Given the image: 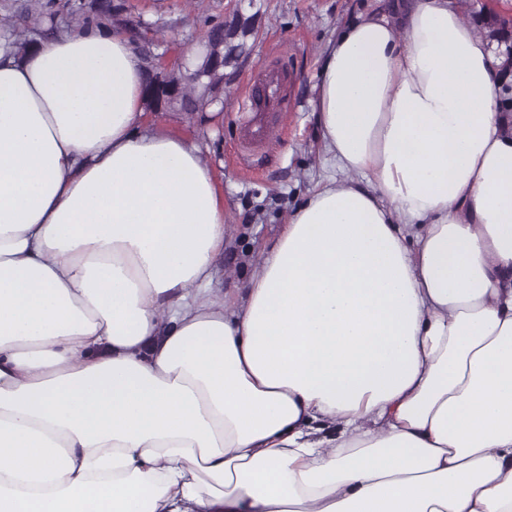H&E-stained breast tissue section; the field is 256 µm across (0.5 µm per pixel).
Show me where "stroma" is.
I'll use <instances>...</instances> for the list:
<instances>
[{"instance_id": "stroma-1", "label": "stroma", "mask_w": 512, "mask_h": 512, "mask_svg": "<svg viewBox=\"0 0 512 512\" xmlns=\"http://www.w3.org/2000/svg\"><path fill=\"white\" fill-rule=\"evenodd\" d=\"M141 38L161 43L170 57L190 54L211 20H228L235 0H125ZM396 0H254L258 37L250 55L225 70L224 110L208 120L168 112L148 122L200 140L206 161L220 174L226 203L220 286L231 290L256 273L262 246L280 232L290 211L325 178L321 129L313 112L328 41L361 14L389 10ZM463 18L479 33L512 45V0H458ZM278 77L289 111L270 114L262 149L241 160V115L236 103L254 84Z\"/></svg>"}]
</instances>
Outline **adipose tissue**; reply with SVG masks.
I'll use <instances>...</instances> for the list:
<instances>
[{
	"label": "adipose tissue",
	"instance_id": "1",
	"mask_svg": "<svg viewBox=\"0 0 512 512\" xmlns=\"http://www.w3.org/2000/svg\"><path fill=\"white\" fill-rule=\"evenodd\" d=\"M457 0L332 41L339 178L229 295L131 37L0 43V512H512V82Z\"/></svg>",
	"mask_w": 512,
	"mask_h": 512
}]
</instances>
